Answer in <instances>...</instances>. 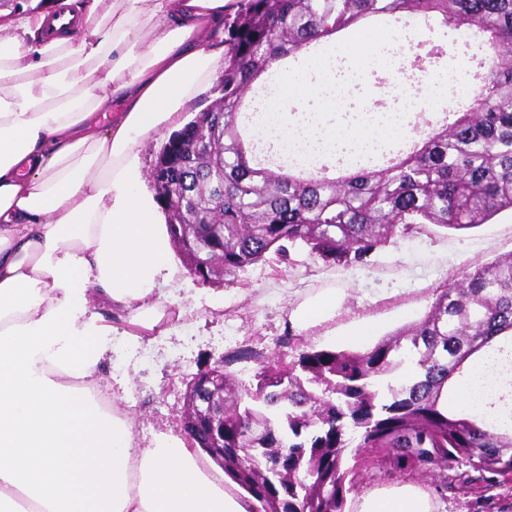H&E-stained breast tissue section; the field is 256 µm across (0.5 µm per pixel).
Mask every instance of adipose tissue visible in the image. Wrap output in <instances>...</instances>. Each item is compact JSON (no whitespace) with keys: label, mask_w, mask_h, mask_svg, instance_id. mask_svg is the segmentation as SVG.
<instances>
[{"label":"adipose tissue","mask_w":512,"mask_h":512,"mask_svg":"<svg viewBox=\"0 0 512 512\" xmlns=\"http://www.w3.org/2000/svg\"><path fill=\"white\" fill-rule=\"evenodd\" d=\"M228 0H28L0 8V512H246L197 448L139 445L102 403L112 321L154 329L174 268L138 157L180 129L224 60ZM112 104V118L98 112ZM427 490H368L355 512H433Z\"/></svg>","instance_id":"adipose-tissue-1"}]
</instances>
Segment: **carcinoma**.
<instances>
[{"mask_svg":"<svg viewBox=\"0 0 512 512\" xmlns=\"http://www.w3.org/2000/svg\"><path fill=\"white\" fill-rule=\"evenodd\" d=\"M431 16L469 59L484 52L458 118L426 122L421 144L394 164L342 179L252 158L244 99L273 65L363 20ZM214 90L215 103L162 144L150 178L173 250L205 249V282L219 279L215 264L230 283L268 252L297 246L350 266L421 224L467 230L512 211V0H230ZM502 335L512 337V253L464 268L420 321L369 350L302 349L288 337L292 360L263 367L255 387L224 375L225 476L248 512H346L370 458L399 471L464 463L492 485L508 481L512 434L441 403L469 358ZM404 340L416 372L395 387ZM250 448L281 458L282 474L269 476Z\"/></svg>","mask_w":512,"mask_h":512,"instance_id":"1","label":"carcinoma"}]
</instances>
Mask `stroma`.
Wrapping results in <instances>:
<instances>
[{"mask_svg": "<svg viewBox=\"0 0 512 512\" xmlns=\"http://www.w3.org/2000/svg\"><path fill=\"white\" fill-rule=\"evenodd\" d=\"M382 66L354 77L348 97L353 111H400L403 88L415 89L411 122L446 116L449 90L431 94L427 80L409 71L407 82H380ZM512 252V213L503 212L470 230L421 225L418 233L398 239L350 267L325 264L307 252L264 261L239 273L234 283L215 287L198 283L180 257H173L174 282L160 304L182 309L180 318L163 320L138 336L122 331V320L106 341L109 371L97 392L103 400L129 393L127 404L140 442L157 434L181 435L186 382L198 370L222 363L232 352L254 351L251 360L227 365L239 383L250 385L263 365L287 354L286 337L318 349H337V332L356 322L377 326L378 336L395 333L419 320L433 301L435 288L464 268ZM335 290L336 314L303 331L291 328L295 309L305 300ZM421 485L432 496L435 512H512V484L489 485L466 466L445 472H399L384 461L367 465L360 485L367 491L400 481Z\"/></svg>", "mask_w": 512, "mask_h": 512, "instance_id": "1", "label": "stroma"}]
</instances>
